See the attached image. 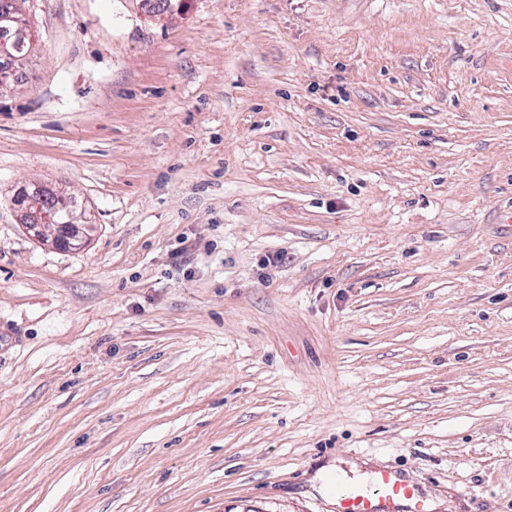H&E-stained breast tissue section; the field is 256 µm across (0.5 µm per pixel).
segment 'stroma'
<instances>
[{
  "instance_id": "1",
  "label": "stroma",
  "mask_w": 512,
  "mask_h": 512,
  "mask_svg": "<svg viewBox=\"0 0 512 512\" xmlns=\"http://www.w3.org/2000/svg\"><path fill=\"white\" fill-rule=\"evenodd\" d=\"M20 11L0 512H334L333 468L512 512V0ZM33 190L37 194L33 196L35 206H39L40 211L44 213H40L38 209L35 213H32L35 210V206L32 207V211L26 208L24 214V219L27 223L24 224L26 229L32 232L34 237L42 240L51 237L52 243L59 248L77 249L81 245L82 235L85 230L83 228L84 224H54L52 217L48 215L53 214L55 219L65 217L71 209L70 201L61 194L59 195L39 187L32 188L31 192Z\"/></svg>"
}]
</instances>
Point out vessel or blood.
<instances>
[{
	"instance_id": "vessel-or-blood-1",
	"label": "vessel or blood",
	"mask_w": 512,
	"mask_h": 512,
	"mask_svg": "<svg viewBox=\"0 0 512 512\" xmlns=\"http://www.w3.org/2000/svg\"><path fill=\"white\" fill-rule=\"evenodd\" d=\"M327 487L335 512H426L419 486L391 469L377 470L365 486L336 476L329 478Z\"/></svg>"
}]
</instances>
